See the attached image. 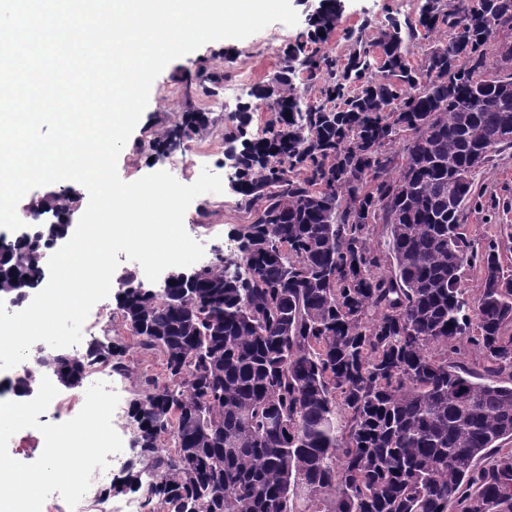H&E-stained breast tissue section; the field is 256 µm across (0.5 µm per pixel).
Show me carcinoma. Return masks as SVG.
<instances>
[{"instance_id": "1", "label": "carcinoma", "mask_w": 512, "mask_h": 512, "mask_svg": "<svg viewBox=\"0 0 512 512\" xmlns=\"http://www.w3.org/2000/svg\"><path fill=\"white\" fill-rule=\"evenodd\" d=\"M338 10L323 0L235 115L236 193L251 215L236 249L154 292L121 279L126 326L165 377L131 403L138 452L112 488L161 512H512V274L495 240L461 232L471 153L512 148V40L499 38L512 0H419L346 32L342 63L326 48ZM303 73L320 100L299 94ZM259 111L271 118L253 138ZM209 124L184 112L154 146ZM77 203L58 189L32 214ZM377 221L386 254L369 244ZM40 238L0 236V294L38 284ZM476 264L473 298L461 270ZM87 353L124 369L119 344L94 339ZM39 362L70 387L87 367Z\"/></svg>"}]
</instances>
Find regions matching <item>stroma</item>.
<instances>
[{"label": "stroma", "instance_id": "obj_1", "mask_svg": "<svg viewBox=\"0 0 512 512\" xmlns=\"http://www.w3.org/2000/svg\"><path fill=\"white\" fill-rule=\"evenodd\" d=\"M416 3L417 0H344L343 16L327 42L328 49L334 57H345L350 48L346 31L358 29L367 20L375 26L384 24L387 17L413 12ZM290 4L298 15L296 25L275 22L242 40L212 41L163 69L151 86L146 109L118 157L117 171L122 180L131 182L168 170L169 155L156 152L152 139L155 131L178 121L182 112L203 108L208 95L193 81L199 66L221 74L223 86H237L242 103L249 101L257 85L276 74L281 48L305 39L308 19L318 8L319 0H290ZM232 117V112L211 110V124L198 140L199 145L210 148V156L204 163L190 164L175 174L180 183L189 185L206 168L225 181L222 193L198 196L184 217L187 233L208 252L215 248L229 250L235 229L249 221L247 209L227 184L231 171L224 165V135L232 126ZM473 180L478 203L467 209L464 231L477 241L495 238L500 245L503 268L512 274V149L497 153L475 172ZM88 319L97 323L99 335L110 336L113 342L125 347V369L112 376V390L119 396L112 426L123 441L121 454L128 460L136 453V428L128 416L130 403L142 392L145 378L162 377V361L158 355L140 348L130 336L115 297H108L103 307L92 308Z\"/></svg>", "mask_w": 512, "mask_h": 512}]
</instances>
